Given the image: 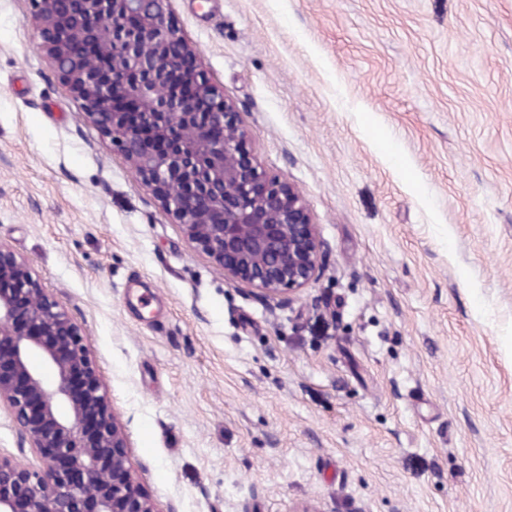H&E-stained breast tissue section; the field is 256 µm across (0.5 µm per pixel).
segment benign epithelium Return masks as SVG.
Listing matches in <instances>:
<instances>
[{"instance_id":"obj_1","label":"benign epithelium","mask_w":512,"mask_h":512,"mask_svg":"<svg viewBox=\"0 0 512 512\" xmlns=\"http://www.w3.org/2000/svg\"><path fill=\"white\" fill-rule=\"evenodd\" d=\"M36 2L39 47L224 279L268 300L316 279L328 244L307 201L250 156L166 0ZM0 413L37 460L25 468L0 452V512H176L142 487L81 326L1 245Z\"/></svg>"}]
</instances>
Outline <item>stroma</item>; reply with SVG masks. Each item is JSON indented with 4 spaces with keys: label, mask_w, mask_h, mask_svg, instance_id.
<instances>
[{
    "label": "stroma",
    "mask_w": 512,
    "mask_h": 512,
    "mask_svg": "<svg viewBox=\"0 0 512 512\" xmlns=\"http://www.w3.org/2000/svg\"><path fill=\"white\" fill-rule=\"evenodd\" d=\"M168 12L329 250L289 300L225 280L38 49L35 0H0V245L82 326L144 488L512 512V0Z\"/></svg>",
    "instance_id": "35a3bbf8"
}]
</instances>
